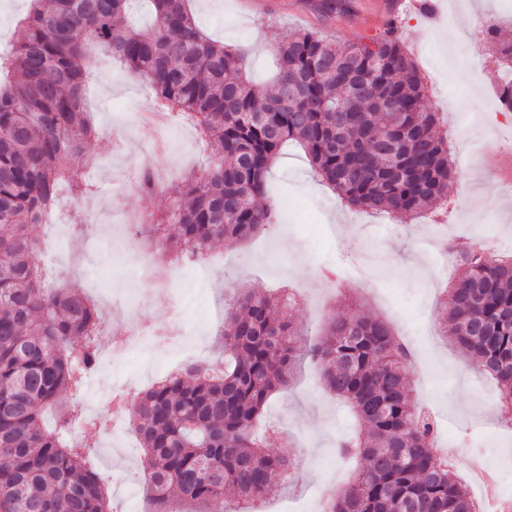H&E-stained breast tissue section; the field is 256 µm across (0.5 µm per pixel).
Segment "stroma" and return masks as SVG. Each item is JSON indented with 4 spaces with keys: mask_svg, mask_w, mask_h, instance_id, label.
Here are the masks:
<instances>
[{
    "mask_svg": "<svg viewBox=\"0 0 512 512\" xmlns=\"http://www.w3.org/2000/svg\"><path fill=\"white\" fill-rule=\"evenodd\" d=\"M265 11L254 12L245 0H195L193 9L203 30L214 40L243 49L247 76L268 92L274 69L272 47L288 29H314L336 42H360L395 22L402 40L428 86V105L438 112L441 131L452 140L459 174L444 206L452 233L488 252L512 253V185L502 180L504 161L512 154V112L489 111L497 95V66L478 16L512 15V0H436L438 16L427 20L419 11L390 13L389 0H350L345 12L321 9V0H266ZM99 77L90 85L87 110L96 134L85 144L97 158L86 179L97 187L94 199L70 210L54 211L52 220L32 228L40 247L37 265L57 263L66 279L87 287V271H98L122 296L142 283L127 270V260L149 257L150 276L158 282L155 299L140 308L146 322L166 319L173 298L167 286L173 269L156 261L145 240V214H162L171 203L167 185L184 172L206 165L208 155L195 131L178 129L177 145L161 172L163 188L143 199L131 185L129 170L152 165V138L139 122L155 100L152 87L109 60L99 63ZM271 201L279 205V220L264 235L239 246L218 245L209 258V273L201 292L183 288L188 322L200 325L195 345L184 358L161 359L157 371L146 372L145 352L131 347L115 351L112 364L86 377L80 395L83 406L107 416L111 387L128 385L139 393L165 379L184 362L203 361L215 354L214 338L224 326L233 297L243 288L272 291L288 285L300 301L297 322L318 331L329 309L348 316L385 320L395 334L418 349L423 362L409 375L417 407L426 409L437 425V443L457 449L453 469L474 498H486L470 467L481 459L493 474L494 494L512 499V428L503 425L491 398L495 383L438 328L441 296L450 279L437 275L424 248L430 217L392 220L391 231L377 232L378 216L346 207L336 194L311 174L304 152L286 148L267 180ZM363 258L386 285L341 278L333 286L321 277L323 265L339 257ZM265 417L278 432L268 446L288 453L299 466L287 490L254 502L251 512H306L320 488H341L349 474L336 458V442L347 434L351 419L342 404L320 397L316 367L303 362L286 391L268 402ZM90 458L108 484L112 512H150L147 498L129 501L124 488L141 483L143 452L120 420L108 436H82Z\"/></svg>",
    "mask_w": 512,
    "mask_h": 512,
    "instance_id": "1",
    "label": "stroma"
}]
</instances>
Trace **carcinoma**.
Instances as JSON below:
<instances>
[{"label":"carcinoma","instance_id":"1","mask_svg":"<svg viewBox=\"0 0 512 512\" xmlns=\"http://www.w3.org/2000/svg\"><path fill=\"white\" fill-rule=\"evenodd\" d=\"M140 1L148 28L136 23ZM189 2L29 0L17 41L0 54V512H110L107 483L72 428L98 359L100 310L68 283L45 285L29 232L60 204L62 185L73 200L93 192L76 167L95 135L84 108L93 53L146 80L155 103L185 115L211 155L173 189L172 209L152 219L161 254L176 262L205 260L212 243L236 245L275 223V208L257 199L288 143L356 209L419 218L458 181L427 87L393 30L368 43L290 30L273 47L277 72L263 94L241 54L203 33ZM483 35L512 69V26L491 20ZM158 188L154 169L143 170L138 193L149 199ZM448 250L461 272L440 329L496 381L512 426V258ZM295 306L286 290L241 289L219 333V369L191 364L130 401L152 512H171L173 489L193 512H209L228 491L236 512H249L252 500L288 486L296 460L267 450L256 425L306 357L356 423L338 443L355 469L325 512H476L432 451L431 416L413 404L411 350L385 322L358 317H331L308 345ZM64 392L75 399L61 402ZM50 407L56 417L46 426Z\"/></svg>","mask_w":512,"mask_h":512}]
</instances>
